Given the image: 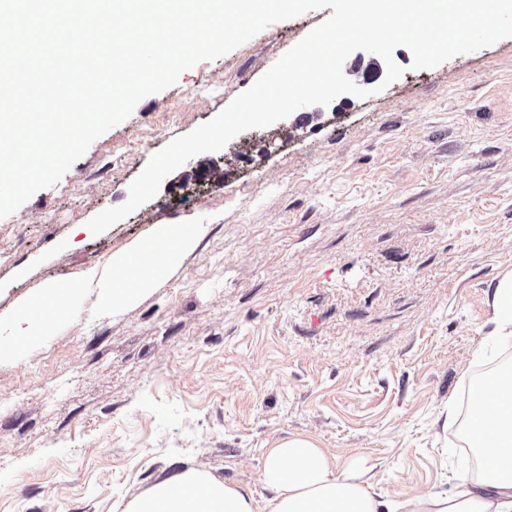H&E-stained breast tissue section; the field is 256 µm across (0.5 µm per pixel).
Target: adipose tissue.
I'll return each instance as SVG.
<instances>
[{
	"mask_svg": "<svg viewBox=\"0 0 512 512\" xmlns=\"http://www.w3.org/2000/svg\"><path fill=\"white\" fill-rule=\"evenodd\" d=\"M488 346L512 343V273L494 285ZM478 405L467 436L484 464L480 484L458 477L446 494L383 504L373 483L375 465L359 455L334 471L320 449L291 439L266 459L262 480L270 512H512V369L482 379L471 391ZM127 512H257L251 495L211 475L184 471L158 483Z\"/></svg>",
	"mask_w": 512,
	"mask_h": 512,
	"instance_id": "1",
	"label": "adipose tissue"
}]
</instances>
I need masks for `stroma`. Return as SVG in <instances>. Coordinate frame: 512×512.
<instances>
[{
    "label": "stroma",
    "mask_w": 512,
    "mask_h": 512,
    "mask_svg": "<svg viewBox=\"0 0 512 512\" xmlns=\"http://www.w3.org/2000/svg\"><path fill=\"white\" fill-rule=\"evenodd\" d=\"M331 8L274 23L147 96L54 186L0 218V315L154 224L207 217L176 274L0 363V512H124L183 470L257 502L291 438L368 454L381 500L471 471L462 416L491 286L512 270V38L311 105L187 161L99 235L173 138L213 119Z\"/></svg>",
    "instance_id": "stroma-1"
}]
</instances>
